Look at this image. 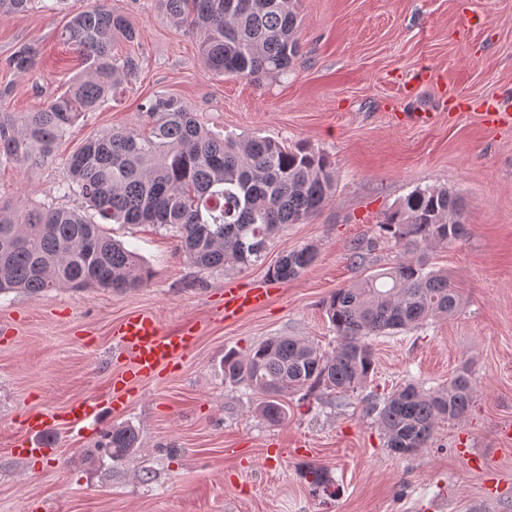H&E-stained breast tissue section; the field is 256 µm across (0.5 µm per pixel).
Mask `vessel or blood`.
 <instances>
[{"label": "vessel or blood", "instance_id": "vessel-or-blood-1", "mask_svg": "<svg viewBox=\"0 0 512 512\" xmlns=\"http://www.w3.org/2000/svg\"><path fill=\"white\" fill-rule=\"evenodd\" d=\"M268 299L263 287L228 290L224 293V316L232 318L243 311L261 307ZM118 347L129 355L125 371L112 379L115 394L126 393L131 381L152 376L181 358L193 342L191 331L162 333L156 318L137 314L126 318L114 332ZM114 398H90L69 405L61 413H45L29 417V436L17 444L15 453L22 458L42 456L53 458L51 443L59 426L77 425L101 419L118 408Z\"/></svg>", "mask_w": 512, "mask_h": 512}]
</instances>
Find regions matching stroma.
<instances>
[{"label": "stroma", "instance_id": "35a3bbf8", "mask_svg": "<svg viewBox=\"0 0 512 512\" xmlns=\"http://www.w3.org/2000/svg\"><path fill=\"white\" fill-rule=\"evenodd\" d=\"M104 3L139 34L118 46L138 57V77L75 125L52 161L0 170V195L21 207L85 209L81 197L57 190L66 158L109 130L147 131L140 105L157 94L182 99L227 135L311 145L335 168L336 193L246 268L199 269L171 233L107 221L106 233L150 268L146 285L0 293V512H512V448L502 444L512 426V125L478 114L483 102L512 103V0H299L300 55L288 75L259 83L208 71L197 35L155 0ZM86 4L0 14V112L41 108L80 73L60 34ZM23 44L38 50L26 76L4 64ZM424 110L434 118L422 126L412 115ZM419 186L448 188L465 202L466 235L430 253L462 296L459 312L371 337L376 367L364 392L295 393L286 421L266 424L249 390L225 386V352L271 336L332 350L323 301L401 257L379 225ZM356 243L366 246L357 262ZM306 245L317 258L300 277H269L282 255ZM259 285L270 290L267 303L225 319V290ZM139 312L165 332L195 326V344L101 422L61 428L56 460L16 458L26 414L109 395L126 361L112 329ZM462 369L475 387L470 410L439 423L414 454L386 448L363 394L408 381L435 388ZM127 422L140 430L139 450L114 469L91 464L103 432ZM309 464L328 469L334 495L310 490Z\"/></svg>", "mask_w": 512, "mask_h": 512}]
</instances>
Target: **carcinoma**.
Here are the masks:
<instances>
[{"instance_id": "cac0c4a2", "label": "carcinoma", "mask_w": 512, "mask_h": 512, "mask_svg": "<svg viewBox=\"0 0 512 512\" xmlns=\"http://www.w3.org/2000/svg\"><path fill=\"white\" fill-rule=\"evenodd\" d=\"M159 8L200 38L206 67L217 75L258 80L286 74L300 52L294 0H157ZM35 0H0V13H23ZM83 70L67 89L34 112H0V168L35 169L87 114L103 107L112 88L136 76L138 57L114 52L138 38L126 17L94 3L73 14L61 33ZM38 52L20 47L9 67L35 69ZM148 133L112 129L87 140L65 161L58 189L82 197L104 221L149 224L175 233L184 257L202 269H240L258 263L268 243L301 224L332 198L336 174L328 158L306 143L288 146L258 135L224 136L203 126L179 98L156 95L141 104ZM464 204L444 187H417L385 216L379 229L404 259L371 271L333 292L323 306L339 344L324 352L296 336H273L246 354L224 355V384L244 386L270 425L286 419L283 398L328 390L354 393L375 370L367 338L396 334L461 305L448 273L431 266L428 250L466 234ZM316 259L307 245L284 254L271 269L278 281L299 277ZM151 271L134 251L106 236L93 218L52 206L18 210L0 201V292L39 296L52 289L143 286ZM475 389L464 371L438 389L405 383L367 399L386 446L412 454L427 446L436 425L466 413ZM111 465L139 448L132 424L112 427L95 445ZM311 490L327 492V469L304 471Z\"/></svg>"}]
</instances>
